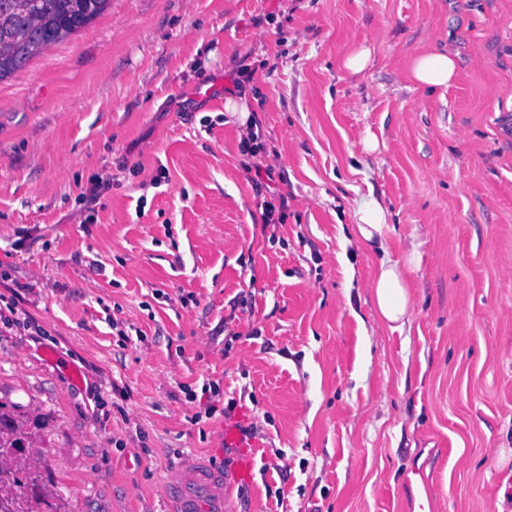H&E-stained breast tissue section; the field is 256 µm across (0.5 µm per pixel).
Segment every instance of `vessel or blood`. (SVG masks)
<instances>
[{"label": "vessel or blood", "mask_w": 512, "mask_h": 512, "mask_svg": "<svg viewBox=\"0 0 512 512\" xmlns=\"http://www.w3.org/2000/svg\"><path fill=\"white\" fill-rule=\"evenodd\" d=\"M228 440L236 444L232 467L225 472L210 462L201 461L190 469H179L168 478L173 493L172 512H199L200 495H207L218 512H238L232 503L235 487L251 484L255 476L256 450L253 444L238 442L235 432H228Z\"/></svg>", "instance_id": "1"}]
</instances>
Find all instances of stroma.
Segmentation results:
<instances>
[{"label": "stroma", "instance_id": "obj_1", "mask_svg": "<svg viewBox=\"0 0 512 512\" xmlns=\"http://www.w3.org/2000/svg\"><path fill=\"white\" fill-rule=\"evenodd\" d=\"M0 409L76 512H167L231 422L248 512H512V0H112L0 81ZM458 64L448 52H431L414 58L412 79L424 87L447 89L455 80ZM353 230L358 246L366 250H374L377 237H380L387 227V212L377 203H369L355 211ZM409 272L399 263L382 256L371 271L378 316L391 328L403 325L409 311Z\"/></svg>", "mask_w": 512, "mask_h": 512}]
</instances>
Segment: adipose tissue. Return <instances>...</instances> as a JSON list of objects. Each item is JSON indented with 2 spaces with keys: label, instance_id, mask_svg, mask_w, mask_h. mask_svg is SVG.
I'll use <instances>...</instances> for the list:
<instances>
[{
  "label": "adipose tissue",
  "instance_id": "obj_1",
  "mask_svg": "<svg viewBox=\"0 0 512 512\" xmlns=\"http://www.w3.org/2000/svg\"><path fill=\"white\" fill-rule=\"evenodd\" d=\"M458 64L445 52H431L414 58L413 80L424 87L448 88L455 80ZM371 286L378 316L387 325L404 324L409 311L408 270L389 257H381L371 271Z\"/></svg>",
  "mask_w": 512,
  "mask_h": 512
}]
</instances>
